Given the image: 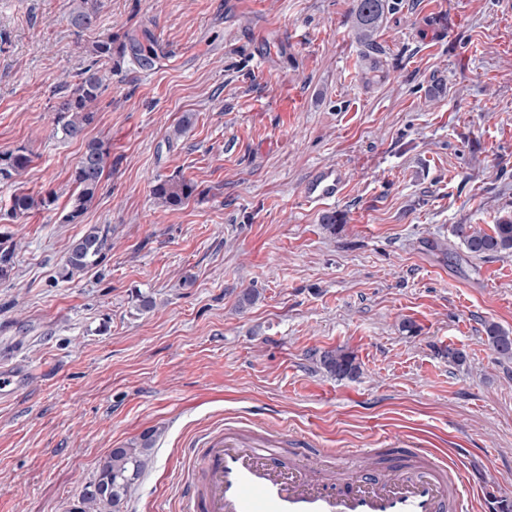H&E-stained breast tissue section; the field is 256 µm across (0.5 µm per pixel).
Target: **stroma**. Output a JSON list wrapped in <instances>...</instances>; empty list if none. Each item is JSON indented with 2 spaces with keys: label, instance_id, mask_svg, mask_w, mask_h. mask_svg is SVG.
<instances>
[{
  "label": "stroma",
  "instance_id": "obj_1",
  "mask_svg": "<svg viewBox=\"0 0 512 512\" xmlns=\"http://www.w3.org/2000/svg\"><path fill=\"white\" fill-rule=\"evenodd\" d=\"M69 11L0 0V150L32 157L0 184V232L22 244L0 280V512H69L149 430L126 512H178L187 444L224 428L340 451L349 471L352 449L381 466L401 440L447 461L473 512L512 501V360L485 334L512 331V254L453 235L512 215V0H398L373 53L354 0H105L81 32ZM107 31L156 56L113 63L87 131L107 176L66 224L84 144L54 136L55 108ZM320 166L347 175L332 231L302 197ZM176 174L196 191L160 207ZM21 190L55 202L13 217ZM94 224L112 228L106 260L56 280ZM338 347L355 378L313 358ZM196 190L195 185L183 177H171L158 180L152 193L158 204L168 209H175L188 201Z\"/></svg>",
  "mask_w": 512,
  "mask_h": 512
}]
</instances>
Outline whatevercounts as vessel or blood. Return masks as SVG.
Wrapping results in <instances>:
<instances>
[{
    "mask_svg": "<svg viewBox=\"0 0 512 512\" xmlns=\"http://www.w3.org/2000/svg\"><path fill=\"white\" fill-rule=\"evenodd\" d=\"M346 174L314 169L303 185L307 203L338 200ZM182 512H468L461 480L423 448H394L381 472L348 479L318 463L289 462L272 443L234 432L210 433L187 450Z\"/></svg>",
    "mask_w": 512,
    "mask_h": 512,
    "instance_id": "b4317fda",
    "label": "vessel or blood"
}]
</instances>
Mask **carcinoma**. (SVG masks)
<instances>
[{
    "label": "carcinoma",
    "mask_w": 512,
    "mask_h": 512,
    "mask_svg": "<svg viewBox=\"0 0 512 512\" xmlns=\"http://www.w3.org/2000/svg\"><path fill=\"white\" fill-rule=\"evenodd\" d=\"M101 0H71L70 24L79 31L91 28L97 21ZM389 0H356L353 35L364 46H375L383 26ZM126 43H116L112 33L92 41L88 47L89 64L79 72V81L60 103L56 117V133L64 140H82L85 150L78 161L72 181L76 193L71 199L70 211L65 215L69 223L77 221L88 209L101 189L110 158V147L104 142L85 140L87 129L95 122L94 104L108 78L107 67L112 57L124 56ZM32 158L24 148L0 151V181L15 182L27 171ZM196 190L195 185L180 177L159 180L152 193L158 204L174 209L188 201ZM47 195L18 192L12 198V216H24L44 210L53 204ZM466 251L475 256L509 254L512 252V217L504 218L490 230L472 224H458L453 230ZM16 243L0 236V279L9 277L12 270ZM112 250V227L93 225L73 241L67 256L57 272V278L68 281L99 266ZM487 340L503 359H512V332L496 323H486ZM316 362L327 373L338 378L356 375L358 366L353 355L343 349L327 350L316 357ZM154 446L153 434L146 432L136 447L113 448L99 464L96 476L81 487L75 495L79 512H125L129 498L151 460Z\"/></svg>",
    "instance_id": "carcinoma-1"
}]
</instances>
